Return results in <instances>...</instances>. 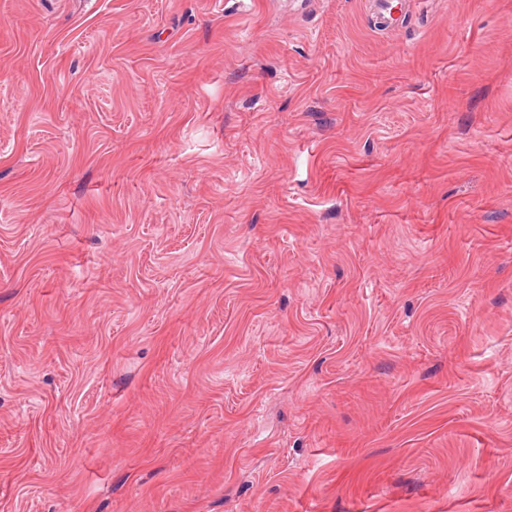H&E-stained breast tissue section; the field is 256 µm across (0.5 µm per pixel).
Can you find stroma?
<instances>
[{"mask_svg":"<svg viewBox=\"0 0 512 512\" xmlns=\"http://www.w3.org/2000/svg\"><path fill=\"white\" fill-rule=\"evenodd\" d=\"M0 512H512V0H0ZM406 5H409V2H404L400 6H393L392 1L387 0H373L369 3L375 25L383 30L394 27L398 21L396 10L402 12Z\"/></svg>","mask_w":512,"mask_h":512,"instance_id":"stroma-1","label":"stroma"}]
</instances>
